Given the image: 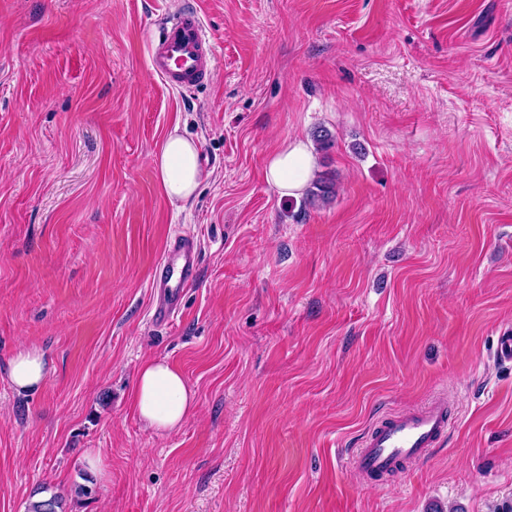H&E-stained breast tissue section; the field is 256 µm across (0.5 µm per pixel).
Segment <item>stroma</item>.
Returning <instances> with one entry per match:
<instances>
[{
	"mask_svg": "<svg viewBox=\"0 0 512 512\" xmlns=\"http://www.w3.org/2000/svg\"><path fill=\"white\" fill-rule=\"evenodd\" d=\"M184 9L214 55L176 91L148 44ZM320 127L335 197H281L268 155ZM175 130L187 201L154 166ZM183 236L199 277L159 326ZM509 328L512 0H0V512H512ZM147 357L196 393L177 431L131 408ZM441 394L427 460L354 475L378 418ZM154 164L168 198L184 201L196 194L203 179V170L194 140L173 131L166 138ZM48 375V365L39 348L23 346L11 359L8 378L11 386L19 393L42 386Z\"/></svg>",
	"mask_w": 512,
	"mask_h": 512,
	"instance_id": "obj_1",
	"label": "stroma"
}]
</instances>
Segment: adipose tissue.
I'll use <instances>...</instances> for the list:
<instances>
[{
	"instance_id": "adipose-tissue-1",
	"label": "adipose tissue",
	"mask_w": 512,
	"mask_h": 512,
	"mask_svg": "<svg viewBox=\"0 0 512 512\" xmlns=\"http://www.w3.org/2000/svg\"><path fill=\"white\" fill-rule=\"evenodd\" d=\"M166 196L184 201L199 189L203 170L196 142L173 132L166 138L155 160ZM315 170V157L301 139L288 142L271 154L265 177L281 196L296 197L306 188ZM49 375L43 352L36 347H21L12 357L8 378L18 392L42 386ZM133 405L140 420L160 432L178 430L195 410V395L180 369L167 361L144 359L138 369Z\"/></svg>"
}]
</instances>
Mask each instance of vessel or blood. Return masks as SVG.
I'll use <instances>...</instances> for the list:
<instances>
[{"instance_id": "obj_1", "label": "vessel or blood", "mask_w": 512, "mask_h": 512, "mask_svg": "<svg viewBox=\"0 0 512 512\" xmlns=\"http://www.w3.org/2000/svg\"><path fill=\"white\" fill-rule=\"evenodd\" d=\"M151 68L166 86L186 90L209 70L213 46L198 12L185 10L166 20L163 34L148 48ZM199 256L193 239L174 242L161 259L160 298L152 318L168 323L185 288L198 276ZM448 429V406L437 399L427 406L379 419L368 431L351 465L360 474L400 472L404 463L426 458Z\"/></svg>"}]
</instances>
